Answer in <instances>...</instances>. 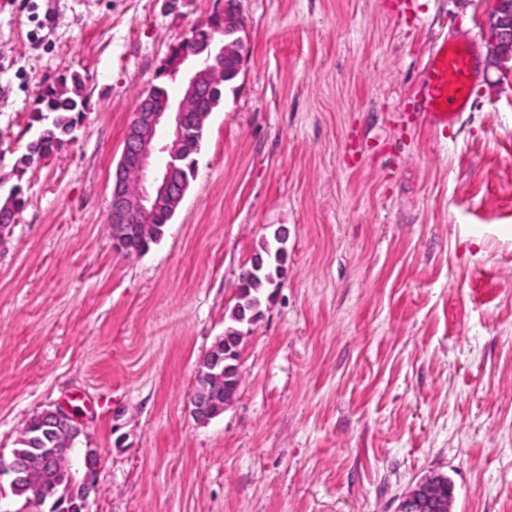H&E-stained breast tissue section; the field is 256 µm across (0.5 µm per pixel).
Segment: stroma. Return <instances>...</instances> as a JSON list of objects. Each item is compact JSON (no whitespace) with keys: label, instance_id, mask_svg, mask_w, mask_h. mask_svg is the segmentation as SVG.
<instances>
[{"label":"stroma","instance_id":"stroma-1","mask_svg":"<svg viewBox=\"0 0 512 512\" xmlns=\"http://www.w3.org/2000/svg\"><path fill=\"white\" fill-rule=\"evenodd\" d=\"M224 0H0V459L58 405L99 454L90 512H397L425 474L453 512H512V77L480 62L447 130L408 100L434 43L494 0H236L243 66L197 172L140 256L108 227L138 97ZM88 108L30 167L45 85ZM286 234L233 404L190 413L239 273ZM7 192V194H10L13 197V199L11 198V196H8L2 202V195L0 194V229L6 228L14 220V217L12 215L13 205L16 208V211L20 213L25 204L22 195V190L20 187L14 186L10 188Z\"/></svg>","mask_w":512,"mask_h":512}]
</instances>
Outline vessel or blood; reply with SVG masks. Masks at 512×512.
<instances>
[{"mask_svg": "<svg viewBox=\"0 0 512 512\" xmlns=\"http://www.w3.org/2000/svg\"><path fill=\"white\" fill-rule=\"evenodd\" d=\"M478 73L470 39H447L433 45L412 91L419 116L436 128H449L471 99Z\"/></svg>", "mask_w": 512, "mask_h": 512, "instance_id": "vessel-or-blood-1", "label": "vessel or blood"}]
</instances>
